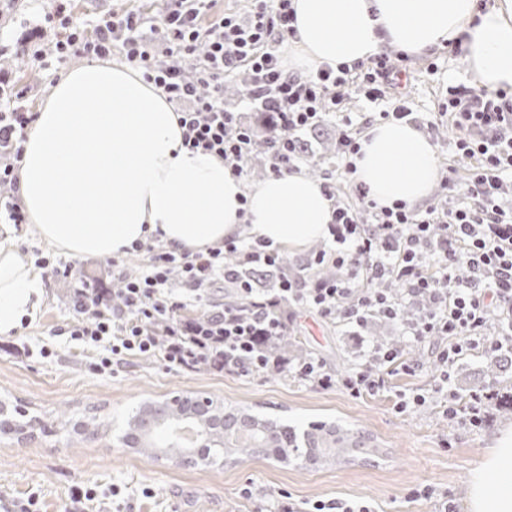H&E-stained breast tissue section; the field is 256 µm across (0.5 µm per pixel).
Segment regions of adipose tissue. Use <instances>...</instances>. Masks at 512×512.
I'll return each instance as SVG.
<instances>
[{"label": "adipose tissue", "instance_id": "1", "mask_svg": "<svg viewBox=\"0 0 512 512\" xmlns=\"http://www.w3.org/2000/svg\"><path fill=\"white\" fill-rule=\"evenodd\" d=\"M297 41L288 67L354 64L389 45L426 55L461 43L488 91L512 89V0H292ZM354 179L378 205H413L441 177L437 151L413 125L374 124L359 140ZM18 196L39 237L76 257L110 258L159 236L179 252H207L249 234L302 248L329 239L332 205L301 171L245 190L222 159L182 146L164 94L105 61L62 74L27 133ZM33 262L0 241V333L39 308ZM468 512H512V427L471 472Z\"/></svg>", "mask_w": 512, "mask_h": 512}]
</instances>
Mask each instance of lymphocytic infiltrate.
<instances>
[{
    "label": "lymphocytic infiltrate",
    "mask_w": 512,
    "mask_h": 512,
    "mask_svg": "<svg viewBox=\"0 0 512 512\" xmlns=\"http://www.w3.org/2000/svg\"><path fill=\"white\" fill-rule=\"evenodd\" d=\"M212 2L167 0L155 16L108 13L90 24L74 19L62 2L51 19L57 32L54 58L102 59L121 47L127 63L178 112L184 146L218 156L239 177L245 173L254 133L224 109V82L234 72L248 70L251 81L242 90L243 98L268 111L270 122L281 131L267 149V172L276 176L290 171L298 158V131L335 115L351 79H359L365 97L376 101L406 73L409 57L402 52L378 53L334 68L326 65L304 75L290 72L277 47L297 35L292 0H253V19L246 27L226 14L208 20ZM151 32L168 42L170 53L193 58L191 70L158 61L147 38ZM442 115L457 135L461 156L477 161L467 192L480 198V212L445 204L421 214L402 202L381 207L369 199L365 186H357L372 223H360L351 210L335 207L329 226L334 247L312 259L313 265L336 267V279L307 283L285 277L276 298L244 282L239 287L241 305L203 318L186 316L188 302L174 291V279L198 289L223 273L226 256L244 265L273 267L280 260L277 250L264 240L229 239L205 254L138 242L133 251L150 252L146 270L116 300L108 290L82 282L74 292L80 304L68 335L98 349L93 368L100 373L129 358H155L170 370L204 365L243 376L285 367L308 385H338L354 398L372 396L386 390L391 376L419 375L422 364L411 360L404 348L376 345L365 365L339 378L318 357L290 363L271 355L268 345L287 331L277 312L283 303L358 324L377 315L396 317L395 304L369 287L370 282L392 279L408 297L430 302L426 316L409 325L407 334L416 342L440 338L436 361L441 381H448L453 366L473 351L492 356L512 346L511 336L487 332L492 309L512 311V210L498 202L503 175L512 172V92L454 86ZM35 119V113L20 106L0 110V138L14 146L12 162L0 166V186L17 187L26 130Z\"/></svg>",
    "instance_id": "obj_1"
}]
</instances>
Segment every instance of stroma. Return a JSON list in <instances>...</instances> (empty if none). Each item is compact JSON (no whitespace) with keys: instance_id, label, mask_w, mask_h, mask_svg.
Masks as SVG:
<instances>
[{"instance_id":"obj_1","label":"stroma","mask_w":512,"mask_h":512,"mask_svg":"<svg viewBox=\"0 0 512 512\" xmlns=\"http://www.w3.org/2000/svg\"><path fill=\"white\" fill-rule=\"evenodd\" d=\"M56 5V0H0V80H9L22 92V106L34 112L68 66L53 61L46 69L23 71V43L33 37L51 50L55 33L46 28L45 19ZM159 6V0H71L69 9L88 22L100 13H152ZM459 84L473 87L477 81L465 57L444 48L413 57L406 79L399 88L387 90L383 100L373 103L357 89L347 90L341 113L361 134L373 125L374 113L405 100L411 124L437 149L442 175L462 184L471 163L457 153L455 132L439 122L449 86ZM342 128L341 122L329 120L317 132H303L308 153L297 168L318 166V182L334 178L337 156L325 153L322 145L336 142ZM11 238L23 255L33 256L38 249L51 252L74 276L64 280L41 272L44 296L38 311L0 334V401L32 421L19 434L0 437V512H23L28 505L34 512H256L260 507L272 512L283 493L291 494L299 512H307L313 501L330 498L363 502L372 512H441L447 501L455 512H467L472 470L490 451L498 431L512 423V405L494 400L487 403L485 423L478 429L448 420L435 403L399 410L400 394L427 391L437 377L430 367L433 347L426 343L418 346L427 366L423 374L393 378L388 392L360 399L336 389L311 388L285 372L240 376L205 367L183 372L154 359H129L112 373H97L92 367L95 350L65 333L73 315L71 290L81 279L111 287L125 269H143L148 253L128 256L115 267L106 259L75 258L52 249L27 223L14 225ZM291 333L339 374L367 359L375 334L397 341L403 331L384 319L360 326L300 309ZM43 347L52 349L53 357H41ZM505 357L506 371L491 379L487 357L478 352L466 356L455 365L449 389L464 399L491 383L498 393L511 395L512 351ZM182 393L217 398L291 425L326 420L357 429L369 444L383 448L385 456L377 462L358 459L315 467L285 466L265 458L220 467L185 466L157 463L123 444L122 422L132 409ZM92 415L102 424L94 435L81 428ZM88 488L95 491V499L76 502L75 492Z\"/></svg>"}]
</instances>
